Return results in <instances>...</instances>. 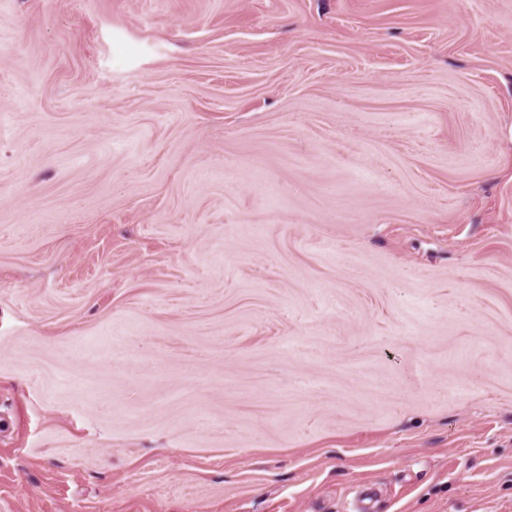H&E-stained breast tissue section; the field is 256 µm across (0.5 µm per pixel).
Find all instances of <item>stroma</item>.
I'll return each instance as SVG.
<instances>
[{
  "instance_id": "obj_1",
  "label": "stroma",
  "mask_w": 512,
  "mask_h": 512,
  "mask_svg": "<svg viewBox=\"0 0 512 512\" xmlns=\"http://www.w3.org/2000/svg\"><path fill=\"white\" fill-rule=\"evenodd\" d=\"M512 512V0H0V512Z\"/></svg>"
}]
</instances>
